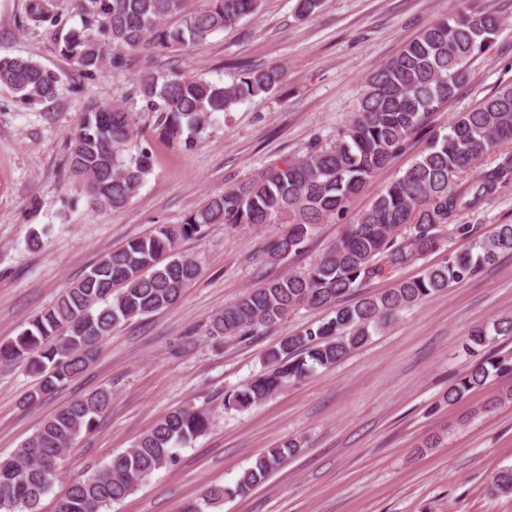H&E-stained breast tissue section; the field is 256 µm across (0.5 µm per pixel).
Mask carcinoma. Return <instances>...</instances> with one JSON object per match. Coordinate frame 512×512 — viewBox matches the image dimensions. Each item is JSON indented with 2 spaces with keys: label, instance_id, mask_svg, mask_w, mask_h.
Masks as SVG:
<instances>
[{
  "label": "carcinoma",
  "instance_id": "cac0c4a2",
  "mask_svg": "<svg viewBox=\"0 0 512 512\" xmlns=\"http://www.w3.org/2000/svg\"><path fill=\"white\" fill-rule=\"evenodd\" d=\"M185 0H91L83 28L69 31L62 55L91 73L105 64L127 66L126 52L179 50L201 44L213 33L253 17L259 0H205L184 11ZM494 11L463 9L426 27L414 40L363 82L356 111L326 148L311 150L224 188L207 199L184 223L158 225L99 257L56 301L27 322L11 341L0 344V363L24 361L36 376L28 402L54 392L81 374L101 343L120 324L176 303L199 276L196 262L180 253L179 241L210 224L230 228L287 224L272 239L274 260L305 251L318 226L343 218L349 200L366 191L390 160L410 150L414 139L426 149L384 189L355 222L346 225L326 253L308 269L248 288L216 312L210 334L248 341L267 334L300 307L329 312L318 324L284 337L267 354V369L243 389L231 392L225 407L248 408L281 388L328 368L365 345L395 313L445 293L512 253V224H499L469 251L447 250L438 228L453 225L460 237L472 226L457 224L462 213L479 209L512 184V153L491 166L490 152L512 145V84L498 87L473 108L457 112L446 129L428 126L430 116L469 82V62L487 51L501 31ZM95 26L101 38L85 34ZM282 68L249 67L230 83L188 76L178 70L147 74L136 94L147 111L158 114L160 134L179 140L205 129L280 84ZM0 86L24 104L55 99L54 75L22 57H0ZM68 170L87 187V202L112 209L130 202L151 170L149 151L138 144L133 113L113 104L91 103L71 133ZM475 170L465 179L463 174ZM439 253L419 275L353 305L347 299L367 282ZM512 336V318L474 327L464 349L474 354L497 336ZM512 372V359L483 357L448 387V402L462 400L493 375ZM112 403V392L93 391L60 407L7 458H0V512H40L58 461L83 434L92 433ZM211 425L206 410L169 412L133 446L84 479L73 480L56 512H112L152 472L177 463L180 450ZM300 448L287 439L256 458L237 480L234 492L262 483ZM493 494H512V467L491 479ZM226 488H206L201 502L182 512H221Z\"/></svg>",
  "mask_w": 512,
  "mask_h": 512
}]
</instances>
